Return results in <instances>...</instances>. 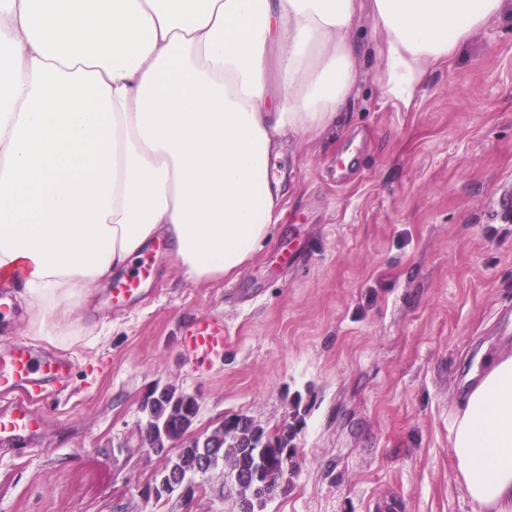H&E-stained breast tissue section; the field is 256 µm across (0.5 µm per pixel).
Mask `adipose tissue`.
<instances>
[{"label": "adipose tissue", "mask_w": 512, "mask_h": 512, "mask_svg": "<svg viewBox=\"0 0 512 512\" xmlns=\"http://www.w3.org/2000/svg\"><path fill=\"white\" fill-rule=\"evenodd\" d=\"M508 5L0 0V287L63 341L158 236L192 283L238 274L285 213L272 160L343 122L365 51L407 105ZM471 377L456 468L482 512H512V354H480Z\"/></svg>", "instance_id": "obj_1"}]
</instances>
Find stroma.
<instances>
[{
    "label": "stroma",
    "instance_id": "stroma-1",
    "mask_svg": "<svg viewBox=\"0 0 512 512\" xmlns=\"http://www.w3.org/2000/svg\"><path fill=\"white\" fill-rule=\"evenodd\" d=\"M359 68L336 134L283 150L285 216L237 276L196 285L165 252L156 295L116 308L102 289L80 314L90 334L65 345L28 336L20 307L0 317V349L26 340L72 365L33 404L30 450L0 442V512H237L220 469L191 504L142 495L167 458L142 444L140 405L164 385L198 396L197 433L236 414L272 432L301 399L288 489L265 512H481L449 435L480 352H512V14L410 107L376 59ZM202 316L228 332L204 362L183 344Z\"/></svg>",
    "mask_w": 512,
    "mask_h": 512
}]
</instances>
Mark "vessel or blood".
I'll return each mask as SVG.
<instances>
[{
    "label": "vessel or blood",
    "instance_id": "obj_1",
    "mask_svg": "<svg viewBox=\"0 0 512 512\" xmlns=\"http://www.w3.org/2000/svg\"><path fill=\"white\" fill-rule=\"evenodd\" d=\"M161 251V246L149 247L139 256L132 271L113 277V304L132 303L154 286V263ZM225 336L226 329L221 320L203 317L187 329L184 342L206 359L223 352ZM69 371L70 364L63 358L38 353L28 344L0 352V391L15 396L8 411L0 416V440L27 444L37 426L31 410L35 388L48 381L63 380Z\"/></svg>",
    "mask_w": 512,
    "mask_h": 512
}]
</instances>
